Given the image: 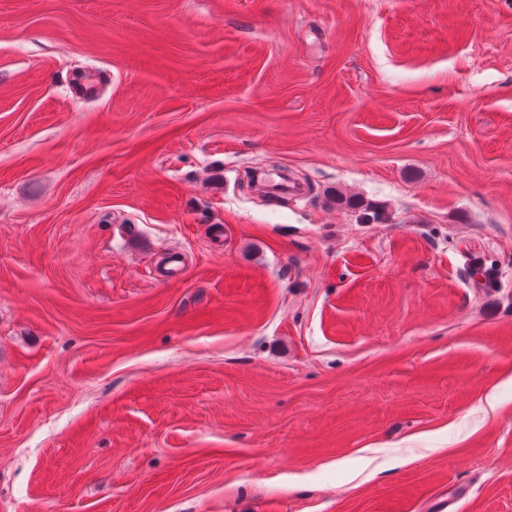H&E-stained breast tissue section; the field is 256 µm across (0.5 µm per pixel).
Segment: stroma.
I'll use <instances>...</instances> for the list:
<instances>
[{
	"instance_id": "obj_1",
	"label": "stroma",
	"mask_w": 512,
	"mask_h": 512,
	"mask_svg": "<svg viewBox=\"0 0 512 512\" xmlns=\"http://www.w3.org/2000/svg\"><path fill=\"white\" fill-rule=\"evenodd\" d=\"M0 512H512V0H0Z\"/></svg>"
}]
</instances>
